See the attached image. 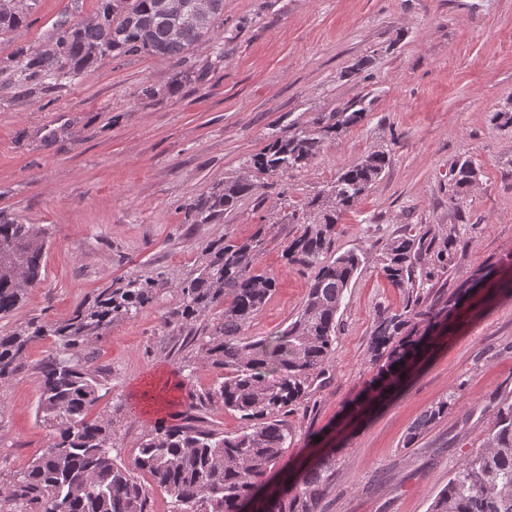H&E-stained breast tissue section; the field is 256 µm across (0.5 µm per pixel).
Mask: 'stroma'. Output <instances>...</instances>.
<instances>
[{
    "instance_id": "stroma-1",
    "label": "stroma",
    "mask_w": 512,
    "mask_h": 512,
    "mask_svg": "<svg viewBox=\"0 0 512 512\" xmlns=\"http://www.w3.org/2000/svg\"><path fill=\"white\" fill-rule=\"evenodd\" d=\"M96 0H37L27 25L0 37V67L18 47L38 48L62 17L83 20ZM214 38L185 63L105 56L73 78L28 90L0 81V214L48 229L41 279L0 319V334L30 320L59 323L102 288L164 273L159 299L114 322L89 350L109 369L95 414L114 422L113 457L133 468L143 437L179 422L192 397L224 378L167 319L177 286L207 248L228 237L261 239L255 273L276 278L247 333L267 336L301 311L309 274L285 249L304 228L302 209L346 166L382 150L389 164L339 221L333 254L364 262L337 313L332 355L310 394L286 415L302 456L315 442L341 446L318 512H427L467 452L480 448L500 404L512 399V288L440 339L388 400L343 424L341 410L371 379L381 318L406 311L408 289L381 270L397 234L457 235V254L421 295L448 297L487 262L512 260V0H224ZM153 95H143V87ZM364 119L325 139L301 170L263 174L250 158L274 136L355 105ZM479 170L460 207L448 203V168ZM243 179L254 190L209 224L194 205ZM55 337L34 339L22 368L0 387V478L24 469L52 429L37 414L40 363ZM168 404L138 393L160 379ZM457 407L412 445L408 427L439 398Z\"/></svg>"
}]
</instances>
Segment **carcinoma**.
<instances>
[{"label": "carcinoma", "instance_id": "cac0c4a2", "mask_svg": "<svg viewBox=\"0 0 512 512\" xmlns=\"http://www.w3.org/2000/svg\"><path fill=\"white\" fill-rule=\"evenodd\" d=\"M164 0H97L94 15L72 23L58 22L44 50L23 47L13 57V76L20 85H40L77 75L107 55L148 54L180 64L187 52L214 31L223 0L202 21H185L171 34L173 20ZM31 9L0 4V35L27 23ZM364 109L336 113V121L313 130L301 129L277 138L251 158L254 168L284 174L303 168L323 140L343 127L359 123ZM388 154L374 151L342 170L329 196L315 195L306 205L302 233L288 244V264L311 271L309 291L296 319L270 336H246L245 328L275 289L276 279L254 273L261 240L225 238L212 244L201 264L178 284L180 305L168 323L194 333L197 319L224 304V317L199 338L203 364L224 369V380L195 398L181 421L162 425L144 436L136 468L149 474L171 497V512H241L247 499L272 474L284 471L288 458V408L307 396L312 374L328 362L336 340V315L362 256L342 253L332 259L336 226L380 178ZM478 170L469 158L448 170V204L460 207ZM253 185L234 180L196 205L200 223L234 207ZM47 231L37 224H16L0 216V318L15 311L28 287L39 280ZM456 236L438 246L412 234L392 237L382 247V271L393 284L425 288L435 273L451 265ZM497 267L473 271L444 302L422 304L415 294L409 315L380 320L375 331L374 377L345 413L351 417L365 405L398 389L427 346L439 317L458 313ZM167 280L162 274L134 278L102 289L60 324L34 320L0 336V384L6 385L25 356L28 343L41 336L56 338L58 348L40 365L38 414L55 430L52 442L26 468L0 481V512H147L148 491L137 477L112 458L110 418L90 417L108 373L91 366L86 350L119 320H130L156 301ZM216 404L240 415L244 426L226 434L211 426L208 411ZM455 392L432 403L409 427L412 443L456 408ZM338 449L300 470L280 493L263 497L261 512H317L336 473ZM429 512H512V402L504 401L495 425L481 448L469 452L432 500Z\"/></svg>", "mask_w": 512, "mask_h": 512}]
</instances>
